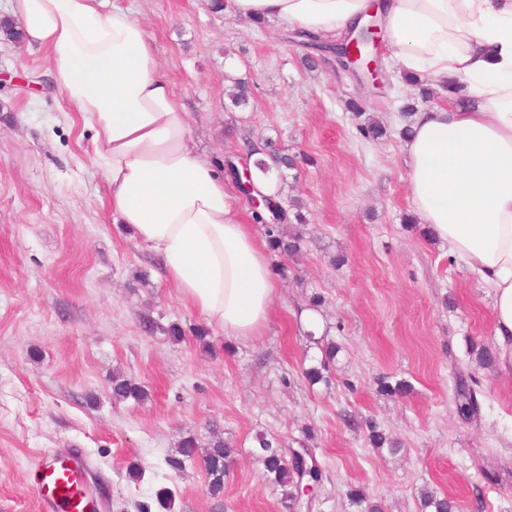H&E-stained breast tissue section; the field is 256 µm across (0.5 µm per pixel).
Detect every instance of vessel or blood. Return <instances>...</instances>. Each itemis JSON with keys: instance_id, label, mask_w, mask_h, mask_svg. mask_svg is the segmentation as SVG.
Wrapping results in <instances>:
<instances>
[{"instance_id": "vessel-or-blood-1", "label": "vessel or blood", "mask_w": 512, "mask_h": 512, "mask_svg": "<svg viewBox=\"0 0 512 512\" xmlns=\"http://www.w3.org/2000/svg\"><path fill=\"white\" fill-rule=\"evenodd\" d=\"M88 467L84 457L68 451L45 455L35 474L42 512H96L86 490Z\"/></svg>"}]
</instances>
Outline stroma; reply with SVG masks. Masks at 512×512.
<instances>
[{
	"label": "stroma",
	"mask_w": 512,
	"mask_h": 512,
	"mask_svg": "<svg viewBox=\"0 0 512 512\" xmlns=\"http://www.w3.org/2000/svg\"><path fill=\"white\" fill-rule=\"evenodd\" d=\"M109 4L146 26L200 156L220 168L270 141L295 158L275 178L288 216L304 219L301 249L270 257L278 288L262 336L227 342L114 227L94 131L51 85L45 52L0 41V512H40L41 456L72 448L91 465L98 512H284L253 455L261 435L312 450L322 485L308 512H361L352 486L383 512H422L426 489L453 512H512V375L477 362L495 344L492 293L411 220L399 130L418 87L389 61V87L372 89L288 26L210 0ZM240 78L251 96L238 107ZM352 101L385 137L360 135ZM310 308L312 328L300 319ZM328 343L336 356L310 382ZM116 371L147 399L114 401ZM461 381L475 412L460 409ZM371 422L398 452L372 447ZM215 431L235 450L216 496L203 462L167 464L182 438L204 445Z\"/></svg>",
	"instance_id": "35a3bbf8"
}]
</instances>
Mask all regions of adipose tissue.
Here are the masks:
<instances>
[{
  "label": "adipose tissue",
  "mask_w": 512,
  "mask_h": 512,
  "mask_svg": "<svg viewBox=\"0 0 512 512\" xmlns=\"http://www.w3.org/2000/svg\"><path fill=\"white\" fill-rule=\"evenodd\" d=\"M250 21L340 38L367 0H229ZM396 66L453 83L413 113L402 151L420 223L493 291L497 363L512 372V0H380ZM22 42L48 54L61 98L94 130L91 161L112 222L159 262L182 302L225 336L269 320L277 282L266 245L240 223L203 159L191 114L139 20L105 0H12Z\"/></svg>",
  "instance_id": "1"
}]
</instances>
